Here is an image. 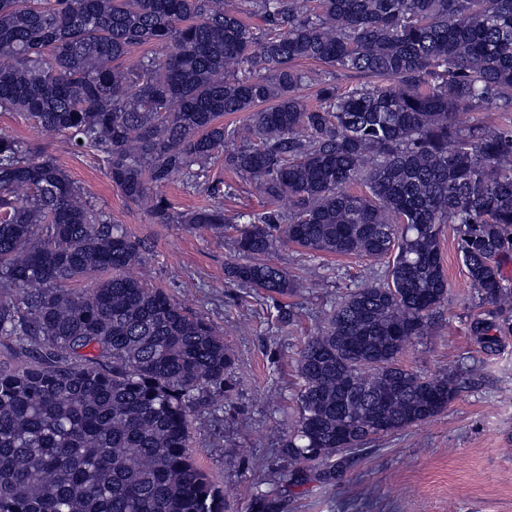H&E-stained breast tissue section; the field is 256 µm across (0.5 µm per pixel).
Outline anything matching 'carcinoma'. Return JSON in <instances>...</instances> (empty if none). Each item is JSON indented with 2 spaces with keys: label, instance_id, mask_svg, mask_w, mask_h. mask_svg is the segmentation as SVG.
<instances>
[{
  "label": "carcinoma",
  "instance_id": "obj_1",
  "mask_svg": "<svg viewBox=\"0 0 512 512\" xmlns=\"http://www.w3.org/2000/svg\"><path fill=\"white\" fill-rule=\"evenodd\" d=\"M338 72L367 81L342 90ZM489 108L512 112V0H0V112L103 153L155 223L234 229L238 284L297 292L265 260L279 243L384 266L299 353L292 486L454 398L456 377L401 361L448 298L442 225H458L472 288L512 304V125L459 121ZM219 161L272 208L173 211L175 176L234 195ZM144 259L52 157L0 131V337L31 357L0 364V512H224L189 447L233 355L133 274Z\"/></svg>",
  "mask_w": 512,
  "mask_h": 512
}]
</instances>
